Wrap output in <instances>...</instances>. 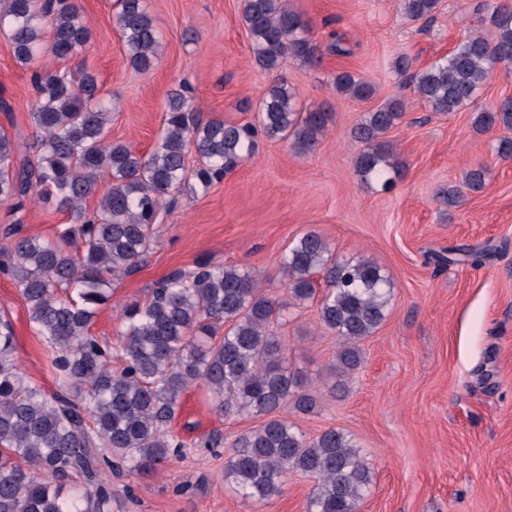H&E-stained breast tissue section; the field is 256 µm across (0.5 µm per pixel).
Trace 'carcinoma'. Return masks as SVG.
Segmentation results:
<instances>
[{
    "instance_id": "cac0c4a2",
    "label": "carcinoma",
    "mask_w": 512,
    "mask_h": 512,
    "mask_svg": "<svg viewBox=\"0 0 512 512\" xmlns=\"http://www.w3.org/2000/svg\"><path fill=\"white\" fill-rule=\"evenodd\" d=\"M438 3L406 0L405 9L414 20L427 19ZM115 6L128 63L150 70L161 52L155 18L145 0H115ZM482 11L495 29L493 42L469 34L414 73L408 57L396 61V70L410 75L415 93L436 112L474 105L489 74L512 66V0H495ZM241 12L264 70H277L287 57L316 66L327 52L348 53L344 36L335 33L326 47L318 45L288 0H241ZM0 34L31 72L37 130L30 147L0 127V202L11 203L13 224L0 269L20 288L59 386L48 393L25 379L13 325L0 313V512H112V490L102 476L112 466L110 456L139 471L160 466L171 449L184 447L170 425L193 384L207 391L220 415L266 417L225 453L224 477L239 494L267 501L281 492L288 473L299 471L315 481L307 512H359L371 475L353 440L335 429L309 439L281 415L289 407L309 412L315 402L272 333L284 306L264 292L255 272L197 262L158 283L147 300L122 308L117 347L91 332L100 307L112 298V282L134 271L154 243L166 201L192 179L204 190L224 180L262 137L311 151L325 133L328 113L298 107L296 93L280 82L260 99L254 123L203 121L193 117V89L183 83L168 96L162 136L143 155L107 139L112 100L91 73L78 79L67 67L38 64L45 55L66 62L88 48L90 31L72 0H4ZM333 86L358 100L372 95L371 86L350 72L336 74ZM403 112L401 101H388L353 129L362 181L386 190L399 174L382 135ZM477 125L512 128V97L480 109ZM190 154L197 158L192 172L186 167ZM103 180L106 189L90 211L87 199ZM31 201L67 217L55 238L19 234ZM461 257L480 266L489 251L458 246L445 261ZM281 266L295 305L315 297L312 276L323 275L320 320L339 339L331 389L345 391L362 361L360 342L386 318L393 283L369 261L336 258L314 231L290 243ZM114 359L121 362L116 369ZM73 475L82 476L85 487L66 494L63 483Z\"/></svg>"
}]
</instances>
